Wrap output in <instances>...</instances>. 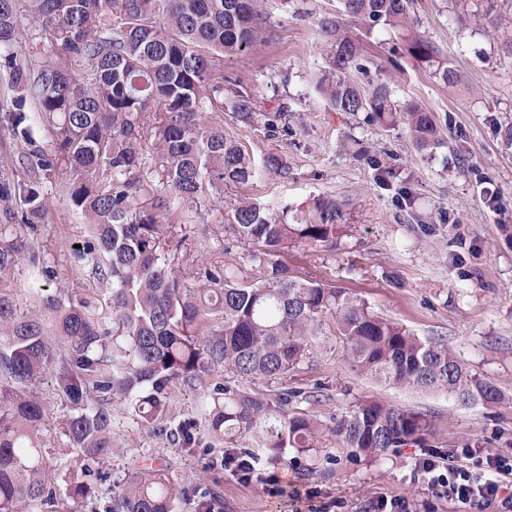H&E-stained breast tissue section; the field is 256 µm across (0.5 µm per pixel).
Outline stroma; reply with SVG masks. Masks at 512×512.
Returning a JSON list of instances; mask_svg holds the SVG:
<instances>
[{
  "instance_id": "obj_1",
  "label": "stroma",
  "mask_w": 512,
  "mask_h": 512,
  "mask_svg": "<svg viewBox=\"0 0 512 512\" xmlns=\"http://www.w3.org/2000/svg\"><path fill=\"white\" fill-rule=\"evenodd\" d=\"M268 26L247 51L224 58V73L251 92L261 113L253 123L224 112V131L241 142L255 163L279 156L285 173L262 172L249 183L203 195L194 212L170 226L180 246L177 263L197 262L230 269L250 267L245 246L225 251L222 227L244 200L273 213L297 214L318 195L342 204L348 237L335 247L297 243L281 258L299 275L357 294L379 316L403 324L424 339L447 342L474 373L501 392L500 403L457 405L444 392L398 389L353 371L334 336L315 340L299 371L268 384L247 383L248 391L277 398L300 390L298 401L319 424L320 463L285 449L281 462L261 461V479L237 482L218 461L227 452L206 429L212 383L173 389L165 424L190 426L195 448H185L143 427L126 402L112 405L108 480L97 483L78 512H105L128 467L167 468L187 489L176 512H199L208 500L221 512H292L295 488H313L324 500L342 498L347 512H369L382 493L424 503L432 495L411 470L417 447L397 448L374 463L350 459L337 448L330 428L337 416L361 400L410 408L425 415L427 443L441 452L454 448L512 451V0H414L418 31L437 45L462 75L445 85L430 69L390 60L403 41L396 28L368 33L344 22L361 47L360 67L346 69L355 84L384 83L394 101H414L433 113L441 142L419 150L404 121L382 123L370 113L337 112L317 88L336 77L332 55L318 29L336 15L339 0H256ZM285 106L288 131L270 132L268 119ZM45 133L28 145L0 128V164L18 182L38 183L49 207L36 226L43 243L39 267L22 264L13 285L18 310L35 309L34 285L81 293L90 310L107 309L99 285L79 271L75 245L89 242L86 219L58 189L59 181L39 166ZM388 172L379 179L378 169ZM45 408L40 429L46 474L58 501L77 455L60 424L74 409L57 394L53 374L32 388Z\"/></svg>"
}]
</instances>
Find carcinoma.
Returning <instances> with one entry per match:
<instances>
[{"label":"carcinoma","mask_w":512,"mask_h":512,"mask_svg":"<svg viewBox=\"0 0 512 512\" xmlns=\"http://www.w3.org/2000/svg\"><path fill=\"white\" fill-rule=\"evenodd\" d=\"M350 22L372 32L404 33L403 55L434 68L443 83L459 75L434 43L414 31L412 0H341ZM34 19L49 50L37 74L17 63L18 19ZM340 22L320 31L345 65L355 58ZM263 30L254 0H0V51L13 65L12 87L36 101L34 113L11 112L12 136L32 141L33 126L49 137L39 166L71 174L62 194L88 219L92 241L81 260L93 279L110 287V317L89 301L62 293L39 295L40 310H17L13 283L23 261L36 264L41 242L35 223L47 206L35 183L18 184L27 209L19 223L0 224V512L57 508L45 475L38 431L45 411L29 390L52 363L55 386L75 405L63 432L80 450L67 484L72 501L107 478L112 456V402L134 403L146 427L158 428L179 383H200L222 367L241 380L275 382L309 359L325 317L334 321L343 356L363 376L396 388L444 391L464 404L491 405L500 393L473 374L442 340L421 339L374 313L368 303L321 281L291 272L278 253L290 242L333 246L347 232L343 207L316 196L301 215L268 213L246 201L224 225L229 244L251 247L252 266L239 276L197 266L191 283L174 273L167 222L197 207L205 192L256 177L250 154L224 134V101L244 123L256 100L224 78V55L249 48ZM81 65L80 71L73 64ZM319 90L338 112H369L382 123L401 117L416 147L439 144L431 113L399 106L387 85L365 93L345 76ZM155 105L152 151L142 148L144 114ZM0 180V204L12 211L13 192ZM300 391L274 400L228 382L214 385L210 434L229 448L261 435L270 458L285 448L317 452L315 421L291 406ZM424 416L364 400L333 426L338 447L353 460H372L394 448L426 445ZM184 486L165 468H135L106 512H174Z\"/></svg>","instance_id":"cac0c4a2"}]
</instances>
